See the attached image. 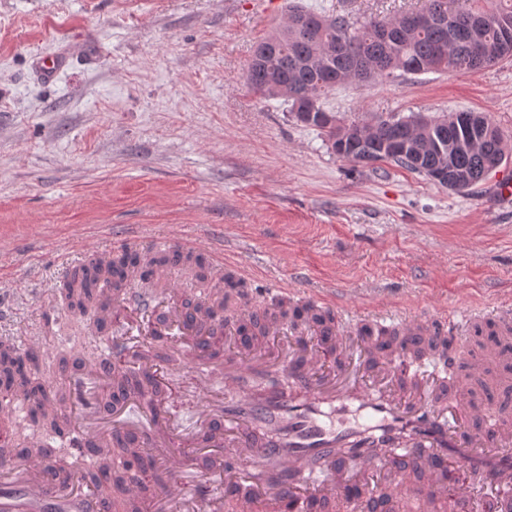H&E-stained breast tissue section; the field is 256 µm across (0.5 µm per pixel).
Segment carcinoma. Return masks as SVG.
<instances>
[{
    "instance_id": "cac0c4a2",
    "label": "carcinoma",
    "mask_w": 512,
    "mask_h": 512,
    "mask_svg": "<svg viewBox=\"0 0 512 512\" xmlns=\"http://www.w3.org/2000/svg\"><path fill=\"white\" fill-rule=\"evenodd\" d=\"M482 0H424L423 6L394 18L373 17L356 25L344 15L323 16L302 6L288 8V22L258 44L261 61L250 63L246 85L264 100L281 99L295 111L297 103L311 105L312 119L303 124L320 130L331 150L346 144L337 156L373 166L390 163L426 177L441 167H452L471 181L464 191L480 181L491 160L504 161L512 153L498 127L481 113H467L470 123L458 117L443 122L424 116L378 119L345 124L327 111L325 95L347 82L391 81L396 72H474L512 58V0H498L499 6L486 10ZM455 20H448V11ZM486 16L484 26L473 30L467 25L471 13ZM120 265L142 263L183 264L199 268L192 256L148 257L126 252L117 257ZM119 290L110 267L95 258L76 270L63 286L67 304L84 313L96 306L98 318L109 313L112 297H101L100 289ZM37 356L16 353L14 346L0 345V377L14 381V393L46 401H64L62 390L35 384L29 376Z\"/></svg>"
}]
</instances>
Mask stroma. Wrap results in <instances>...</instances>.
<instances>
[{
  "label": "stroma",
  "instance_id": "1",
  "mask_svg": "<svg viewBox=\"0 0 512 512\" xmlns=\"http://www.w3.org/2000/svg\"><path fill=\"white\" fill-rule=\"evenodd\" d=\"M360 21L419 0H302ZM286 0H0V340L52 347L41 381L93 320L63 280L81 245L146 253L179 230L223 248L253 300L266 285L333 288L402 310L449 311L512 291V200L457 193L386 163L337 157L319 130L246 88L255 46ZM69 58L55 81L48 58ZM344 123L421 113L487 114L512 142V60L477 72L350 83L323 100Z\"/></svg>",
  "mask_w": 512,
  "mask_h": 512
}]
</instances>
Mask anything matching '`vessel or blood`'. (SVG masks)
<instances>
[{"label": "vessel or blood", "instance_id": "obj_1", "mask_svg": "<svg viewBox=\"0 0 512 512\" xmlns=\"http://www.w3.org/2000/svg\"><path fill=\"white\" fill-rule=\"evenodd\" d=\"M173 271L153 270L145 288L142 270L126 269L127 287L112 298L125 334L100 329L107 358L60 373L69 394L60 431L30 441L22 456L0 432V512H363L378 480L407 512H512V410L473 401L455 378L461 367L483 375L497 348L478 356L452 336L444 347L418 355L398 346L377 360L365 325L382 322L406 338L446 312L391 315L377 304H336L331 289L277 285L264 307L246 298L232 316L204 317L172 302ZM261 311L268 340L287 341L272 355L240 335ZM133 336L180 345L149 402L137 367L124 362ZM268 370L265 391L246 388L250 374ZM107 372L113 387L103 404L97 382ZM184 379L205 393L192 428L166 402ZM118 436L163 461L154 493L133 477L112 495L96 487L93 452ZM64 446L82 461L67 477L50 469ZM349 455L358 471L344 465ZM386 455L417 464L418 491L379 474Z\"/></svg>", "mask_w": 512, "mask_h": 512}]
</instances>
